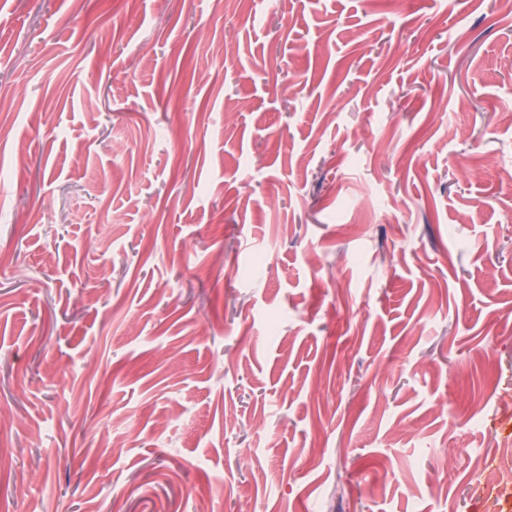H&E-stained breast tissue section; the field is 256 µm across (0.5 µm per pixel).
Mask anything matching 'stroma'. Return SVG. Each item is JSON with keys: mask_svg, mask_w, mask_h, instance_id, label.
I'll use <instances>...</instances> for the list:
<instances>
[{"mask_svg": "<svg viewBox=\"0 0 512 512\" xmlns=\"http://www.w3.org/2000/svg\"><path fill=\"white\" fill-rule=\"evenodd\" d=\"M505 443L496 0H0V512H512Z\"/></svg>", "mask_w": 512, "mask_h": 512, "instance_id": "35a3bbf8", "label": "stroma"}]
</instances>
